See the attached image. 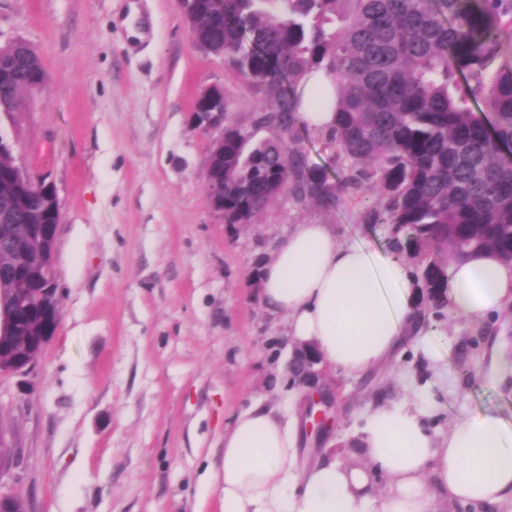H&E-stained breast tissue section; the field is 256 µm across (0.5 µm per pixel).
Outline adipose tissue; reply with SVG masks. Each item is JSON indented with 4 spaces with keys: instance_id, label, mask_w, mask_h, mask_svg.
I'll return each mask as SVG.
<instances>
[{
    "instance_id": "adipose-tissue-1",
    "label": "adipose tissue",
    "mask_w": 512,
    "mask_h": 512,
    "mask_svg": "<svg viewBox=\"0 0 512 512\" xmlns=\"http://www.w3.org/2000/svg\"><path fill=\"white\" fill-rule=\"evenodd\" d=\"M409 274L326 224H298L260 264L261 297L286 317L287 348L308 345L350 375L385 365L403 345L427 363L428 391L373 405L356 448L359 464L297 462L298 424L271 408L241 412L224 434L217 478L224 512H444L452 502L512 512V428L485 413L456 420L436 440L426 419L448 387V367L414 319ZM448 311L478 325L512 303V263L481 253L448 264ZM385 477L378 489L377 477Z\"/></svg>"
}]
</instances>
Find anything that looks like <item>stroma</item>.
Wrapping results in <instances>:
<instances>
[{
    "label": "stroma",
    "instance_id": "obj_1",
    "mask_svg": "<svg viewBox=\"0 0 512 512\" xmlns=\"http://www.w3.org/2000/svg\"><path fill=\"white\" fill-rule=\"evenodd\" d=\"M13 40L50 75L27 111L0 115V131L57 194L61 314L34 372L0 375V438L22 456L0 488L33 512H222L204 476L220 469L237 414L256 402L302 412L309 400L280 343L286 319L261 302L262 255L314 223L391 254L385 226L369 221L377 195L365 186L325 206L290 191L255 223H224L207 202L196 95L223 85L233 121L258 140L271 132L252 89L193 44L176 0H0V44ZM413 289L451 381L432 430L481 412L512 421V378L490 374L512 309L471 327L434 319L425 288ZM414 363L407 347L358 377L320 366L334 422L321 440L305 436L299 464L326 448L358 464L369 407L399 396L392 373Z\"/></svg>",
    "mask_w": 512,
    "mask_h": 512
}]
</instances>
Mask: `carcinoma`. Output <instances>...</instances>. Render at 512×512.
Returning a JSON list of instances; mask_svg holds the SVG:
<instances>
[{
	"label": "carcinoma",
	"mask_w": 512,
	"mask_h": 512,
	"mask_svg": "<svg viewBox=\"0 0 512 512\" xmlns=\"http://www.w3.org/2000/svg\"><path fill=\"white\" fill-rule=\"evenodd\" d=\"M190 37L261 96L258 123L272 137L251 142L224 127V223L252 224L280 197L283 172L300 196L329 205L334 191L369 184L398 255L419 260L428 297L442 315L446 265L476 253L512 260V0H191ZM343 26L333 27L335 20ZM26 60L47 83L24 41L0 61ZM497 65L488 83L484 71ZM322 69L336 90V124L324 134L346 175L335 184L298 148L300 81ZM23 96L0 79V112ZM493 123L487 126L485 114ZM31 207L50 198L31 175ZM12 254L0 234V305L8 306Z\"/></svg>",
	"instance_id": "obj_1"
}]
</instances>
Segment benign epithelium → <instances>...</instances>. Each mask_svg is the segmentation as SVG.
Returning a JSON list of instances; mask_svg holds the SVG:
<instances>
[{"label":"benign epithelium","mask_w":512,"mask_h":512,"mask_svg":"<svg viewBox=\"0 0 512 512\" xmlns=\"http://www.w3.org/2000/svg\"><path fill=\"white\" fill-rule=\"evenodd\" d=\"M206 102V108L192 113L194 124L210 134L209 154L220 162L224 160V87L211 85L197 97ZM207 201L213 212L224 216V178L216 174L207 182ZM29 197L23 190L13 195L0 209V223L13 226L27 225L26 238L14 242L18 262L14 270V284L11 288L10 309L0 308V337L16 336L21 339V349L12 359H0V375H27L31 373L37 360L25 354L28 346L44 351L55 334L60 307V291L49 274L55 264V245L58 225L29 223ZM320 356L313 351H300L294 354L293 364L299 373L300 383L318 395V399L308 406V415L318 422L317 435L331 421L330 409L334 399L328 388L320 382L314 366ZM19 451L4 445L0 438V474L18 462Z\"/></svg>","instance_id":"1"}]
</instances>
